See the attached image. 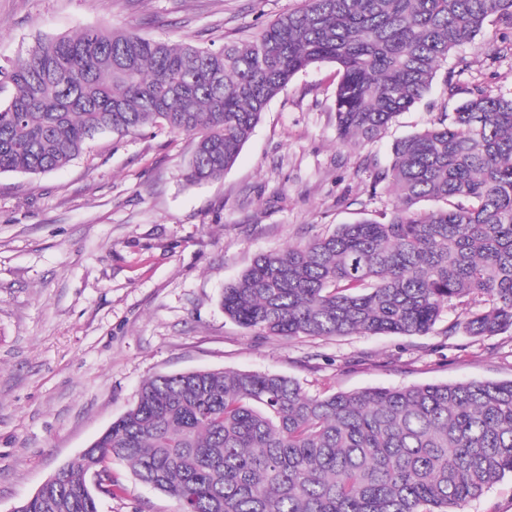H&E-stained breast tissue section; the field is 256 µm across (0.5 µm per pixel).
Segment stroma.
Segmentation results:
<instances>
[{"instance_id":"stroma-1","label":"stroma","mask_w":512,"mask_h":512,"mask_svg":"<svg viewBox=\"0 0 512 512\" xmlns=\"http://www.w3.org/2000/svg\"><path fill=\"white\" fill-rule=\"evenodd\" d=\"M299 0H0V69L38 39L96 25L218 48L256 36ZM512 30L456 47L431 90L373 142L336 133V67L316 63L268 105L219 179L186 184L193 140L104 134L66 168L0 173V512H10L130 409L144 380L196 370L272 372L312 393L512 380V331L267 336L227 318L225 284L254 256L380 218L372 190L393 142L454 112L460 91L512 96ZM99 512H177L120 462Z\"/></svg>"}]
</instances>
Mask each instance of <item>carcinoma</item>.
I'll use <instances>...</instances> for the list:
<instances>
[{"label": "carcinoma", "mask_w": 512, "mask_h": 512, "mask_svg": "<svg viewBox=\"0 0 512 512\" xmlns=\"http://www.w3.org/2000/svg\"><path fill=\"white\" fill-rule=\"evenodd\" d=\"M492 17L512 27V0H301L219 49L104 25L43 39L5 74L0 173H47L99 135L153 128L194 137L189 184L215 179L319 62L338 71L339 138L370 142ZM373 187L394 194L384 221L258 255L225 286V316L269 336H415L459 307L450 333L512 330V97L469 92L398 140ZM114 460L179 512H462L512 475V380L310 394L274 373L157 375L20 512H98L75 476L100 481Z\"/></svg>", "instance_id": "cac0c4a2"}]
</instances>
